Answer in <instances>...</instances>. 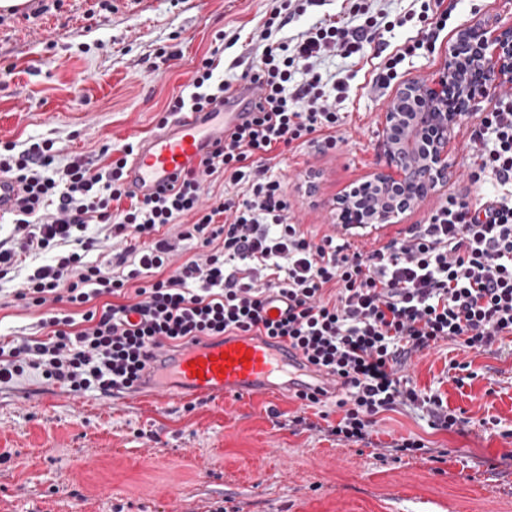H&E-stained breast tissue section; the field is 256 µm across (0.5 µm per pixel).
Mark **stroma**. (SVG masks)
I'll return each instance as SVG.
<instances>
[{
  "mask_svg": "<svg viewBox=\"0 0 512 512\" xmlns=\"http://www.w3.org/2000/svg\"><path fill=\"white\" fill-rule=\"evenodd\" d=\"M265 0H24L0 9V142L52 138L64 159L96 156L108 142L142 141L170 97L187 85L218 31L239 33L214 75L241 80L234 61L260 35ZM507 0H459L434 50L405 61L401 81L443 68L459 27L508 14ZM380 47L326 58L344 80L348 118L339 149L286 153L277 168L294 223L316 236L345 234L361 250L425 223L451 195L482 196L469 180L473 115L448 144V183L380 230L342 231L334 203L378 166L380 116L394 88L371 80ZM172 53L158 64L159 51ZM473 380L457 386L450 360ZM412 385L465 418L433 427L401 407L381 413L371 444L288 425L292 394L254 397L74 394L25 377L0 387V512H512V349L477 354L441 342L405 369ZM427 453L395 452L400 438Z\"/></svg>",
  "mask_w": 512,
  "mask_h": 512,
  "instance_id": "1",
  "label": "stroma"
}]
</instances>
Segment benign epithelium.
Segmentation results:
<instances>
[{
    "label": "benign epithelium",
    "mask_w": 512,
    "mask_h": 512,
    "mask_svg": "<svg viewBox=\"0 0 512 512\" xmlns=\"http://www.w3.org/2000/svg\"><path fill=\"white\" fill-rule=\"evenodd\" d=\"M512 88V23L468 24L432 76L398 88L382 116L379 168L336 202L345 229L390 224L448 181V143L472 105Z\"/></svg>",
    "instance_id": "benign-epithelium-1"
}]
</instances>
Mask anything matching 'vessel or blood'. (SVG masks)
Instances as JSON below:
<instances>
[{
  "label": "vessel or blood",
  "mask_w": 512,
  "mask_h": 512,
  "mask_svg": "<svg viewBox=\"0 0 512 512\" xmlns=\"http://www.w3.org/2000/svg\"><path fill=\"white\" fill-rule=\"evenodd\" d=\"M240 120L236 112H185L172 124L159 127L136 149L128 162L126 182L141 196L170 184L180 172L200 160L224 139L226 127ZM289 375V389L316 385L312 372L298 369L288 354L253 336L218 338L162 354L148 376L150 390L178 397L189 390L198 395H243L268 388L272 379Z\"/></svg>",
  "instance_id": "1"
}]
</instances>
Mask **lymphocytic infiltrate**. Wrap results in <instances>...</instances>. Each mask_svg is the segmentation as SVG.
<instances>
[{
  "label": "lymphocytic infiltrate",
  "mask_w": 512,
  "mask_h": 512,
  "mask_svg": "<svg viewBox=\"0 0 512 512\" xmlns=\"http://www.w3.org/2000/svg\"><path fill=\"white\" fill-rule=\"evenodd\" d=\"M291 7L271 0L260 39L237 59L257 94L244 106L247 119L225 130L223 146L181 175L177 190L142 198L126 186L132 142L104 144L95 162L66 163L50 138L0 146V174L22 186L15 233L0 240V280L23 257L69 247L15 292L44 315L39 334L0 341V385L35 371L72 393L133 392L153 353L257 336L341 389V417L327 427L337 440H368L378 414L406 405L426 409L435 427L461 424L400 371L443 340L480 353L512 336V198L500 192L512 186V96L481 113L469 138L470 180L484 190L479 203L448 196L427 223L369 252L334 235L314 238L290 222L288 194L270 171L284 153L340 143L346 115L338 104L348 88L323 74L324 59L360 56L377 34L406 20L353 0L343 17L273 39ZM452 12L444 0H423L417 35L384 61L376 86L390 87L401 63L430 48ZM223 51L216 46L202 60L168 101L166 117L223 105L230 86L214 79ZM219 179L224 193L206 196ZM93 224L105 225L120 250L88 236ZM167 226L177 227L176 237L162 235ZM179 240L196 251L178 264ZM93 251L101 259L87 261ZM276 300L285 307L273 319L267 307Z\"/></svg>",
  "instance_id": "obj_1"
}]
</instances>
